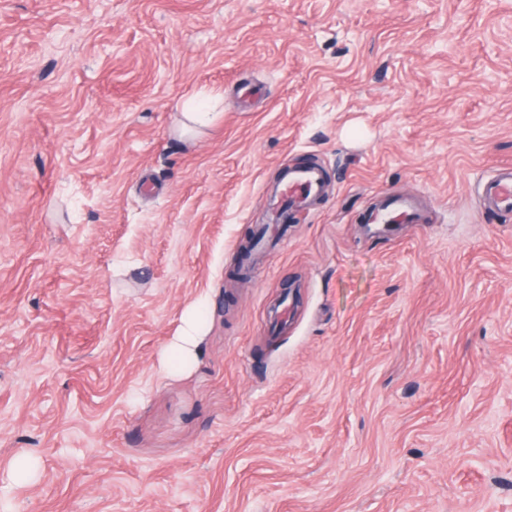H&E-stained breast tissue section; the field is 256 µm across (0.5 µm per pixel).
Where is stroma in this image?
<instances>
[{
    "label": "stroma",
    "mask_w": 512,
    "mask_h": 512,
    "mask_svg": "<svg viewBox=\"0 0 512 512\" xmlns=\"http://www.w3.org/2000/svg\"><path fill=\"white\" fill-rule=\"evenodd\" d=\"M298 163L323 196L234 274ZM504 163L512 0H0V503L512 512ZM211 114L212 112H200L193 109L179 112L174 133L182 140H195L207 128ZM477 191L485 211L512 215V165L495 168L479 177ZM425 217L414 200L385 197L362 214L365 224H423ZM203 332L201 320L194 314L183 319L178 336L170 344L167 353V365L185 366L195 360L199 337Z\"/></svg>",
    "instance_id": "1"
}]
</instances>
